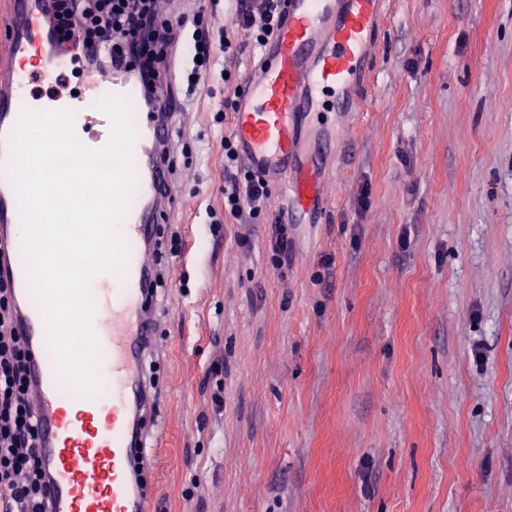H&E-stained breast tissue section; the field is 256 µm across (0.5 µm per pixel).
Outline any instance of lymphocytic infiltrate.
Wrapping results in <instances>:
<instances>
[{
	"label": "lymphocytic infiltrate",
	"instance_id": "1",
	"mask_svg": "<svg viewBox=\"0 0 512 512\" xmlns=\"http://www.w3.org/2000/svg\"><path fill=\"white\" fill-rule=\"evenodd\" d=\"M284 0H229L230 24L211 39L203 14L169 19L160 0H53L55 26L95 68L127 64L142 79L149 95L167 82L166 60L177 42L187 45V78L208 72L216 54L235 56L265 47L282 24ZM108 43L99 55L95 47ZM266 179L240 163L233 137L224 139V212L241 224L255 223L269 209ZM10 280L0 276V512H47L42 471L36 454L38 428L26 380L29 352L13 325Z\"/></svg>",
	"mask_w": 512,
	"mask_h": 512
}]
</instances>
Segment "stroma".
I'll use <instances>...</instances> for the list:
<instances>
[{
    "mask_svg": "<svg viewBox=\"0 0 512 512\" xmlns=\"http://www.w3.org/2000/svg\"><path fill=\"white\" fill-rule=\"evenodd\" d=\"M219 72L172 176L157 512H512V0H392L319 223L224 210Z\"/></svg>",
    "mask_w": 512,
    "mask_h": 512,
    "instance_id": "stroma-1",
    "label": "stroma"
}]
</instances>
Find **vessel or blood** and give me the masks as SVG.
Listing matches in <instances>:
<instances>
[{
  "mask_svg": "<svg viewBox=\"0 0 512 512\" xmlns=\"http://www.w3.org/2000/svg\"><path fill=\"white\" fill-rule=\"evenodd\" d=\"M389 9L390 0H286L284 23L256 74L243 82L233 136L249 169L281 181L288 223H312L326 204L324 172L307 152L306 138L327 103L348 119L365 111L376 73V37ZM71 59L59 42L50 0H0V270L13 282L15 326L30 351L37 453L51 512H152L154 456L146 420L156 393L144 364L158 350L162 315L147 297L157 276V224L176 206L167 162L176 124L165 97L140 108L133 156L141 195L122 226L126 277L93 290L103 390L74 394L60 385L44 319L29 290L9 145L22 109L38 106L27 84L36 75L61 74ZM143 93L127 66H115L94 71L81 95L56 107L79 114L85 137L95 141L111 128L100 101L116 96L129 103Z\"/></svg>",
  "mask_w": 512,
  "mask_h": 512,
  "instance_id": "vessel-or-blood-1",
  "label": "vessel or blood"
}]
</instances>
